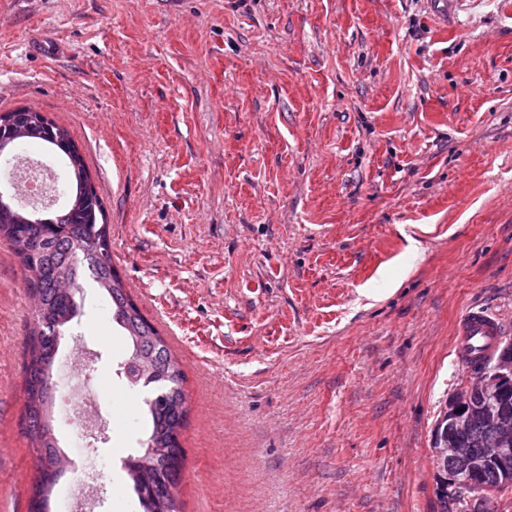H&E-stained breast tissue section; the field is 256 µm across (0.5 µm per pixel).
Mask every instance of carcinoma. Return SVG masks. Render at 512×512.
I'll return each instance as SVG.
<instances>
[{
  "instance_id": "obj_1",
  "label": "carcinoma",
  "mask_w": 512,
  "mask_h": 512,
  "mask_svg": "<svg viewBox=\"0 0 512 512\" xmlns=\"http://www.w3.org/2000/svg\"><path fill=\"white\" fill-rule=\"evenodd\" d=\"M0 127V151L15 152L25 143H37L57 156L67 170L66 203L46 215L11 201L0 203V237L6 238L24 274V286L36 305L33 323L26 333L24 366L26 415L41 429L30 434L34 462L41 472L33 493L42 498L39 512H49L55 485L54 467L64 457L52 424L55 386L53 367L59 341L80 316L76 293L90 277L108 298L112 320L125 330L131 347L121 373L132 376L131 385L147 391V430L138 448L125 458L124 471L137 496L140 512H178L176 488L181 468L174 449L184 427L187 406L183 372L154 325L132 303L112 263L109 225L101 197L87 191L91 177L69 131L42 113L20 107L6 112ZM75 286L64 292L60 282ZM466 432L457 439L459 448H505L497 430L504 412L512 410L495 399L477 397Z\"/></svg>"
}]
</instances>
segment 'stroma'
I'll return each instance as SVG.
<instances>
[{"label": "stroma", "mask_w": 512, "mask_h": 512, "mask_svg": "<svg viewBox=\"0 0 512 512\" xmlns=\"http://www.w3.org/2000/svg\"><path fill=\"white\" fill-rule=\"evenodd\" d=\"M0 0V113L77 143L112 261L184 373L179 512H437L468 309L512 335V0ZM108 478L144 394L84 280ZM20 265L0 239V512H28Z\"/></svg>", "instance_id": "stroma-1"}]
</instances>
